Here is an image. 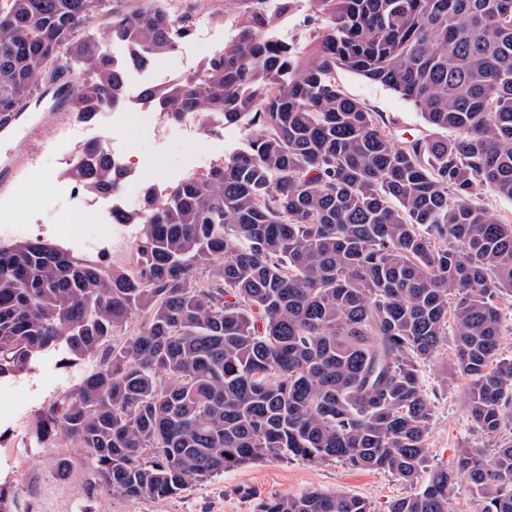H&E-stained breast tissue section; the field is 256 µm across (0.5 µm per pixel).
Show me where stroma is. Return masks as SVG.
Returning <instances> with one entry per match:
<instances>
[{
    "label": "stroma",
    "mask_w": 512,
    "mask_h": 512,
    "mask_svg": "<svg viewBox=\"0 0 512 512\" xmlns=\"http://www.w3.org/2000/svg\"><path fill=\"white\" fill-rule=\"evenodd\" d=\"M169 7L177 15L203 13L209 17L204 31L192 32L180 43L178 54L163 53L151 63L155 74L165 75L175 70L186 76L197 73L216 51L224 48L232 20L247 4L245 0H171ZM312 16L310 0H295L292 12L276 29L278 37L293 47L306 48L317 34ZM337 79L348 96L382 116L396 138L428 134L429 128L420 112L392 89L349 70L338 71ZM120 118L117 125L102 117L80 123L72 114H65L63 124L80 126L81 136L55 139L47 145L17 136L14 146L23 163L17 169L16 182H23L31 168L39 169L41 179L19 203L11 200L12 187H0V225L18 227L10 237L11 242L29 240L24 224L32 219L46 225L45 240L88 255L104 265H113L109 242H102L92 251L83 245L84 240L102 230L94 216H87L85 223L76 228L79 240L67 238V231L73 229L67 222L70 200L65 186L58 181L65 168V157L79 153L95 137L107 138L116 152L126 155L135 173L126 179L124 186L133 193L155 182L172 186L189 176L188 166L194 158L204 154L220 158L246 144V133L238 126L213 131L199 127L187 140L181 136V124L168 123L167 136H159L151 114L130 110L125 105L120 108ZM453 359L454 342L449 339L436 358L421 368L422 387L432 413L426 441L427 466L431 469L455 470L462 449L489 451L495 443L512 439V423L490 437L469 419L467 380L445 375ZM90 370L85 361L55 354L37 363L31 374L0 381V483L17 477L25 488L34 485L42 490L50 486L55 449L41 447L34 441L22 444L16 431L17 420L8 411L13 408L28 413L30 420H37L50 400L74 388ZM84 474L82 465L74 466L65 489L55 494V512H252L255 498L311 490H338L367 499L372 512H389L394 500L422 488L421 483L408 484L388 472L355 470L339 462L318 464L297 458H274L193 483L179 496L163 502L130 500L104 491L88 503L81 495Z\"/></svg>",
    "instance_id": "35a3bbf8"
}]
</instances>
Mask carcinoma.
<instances>
[{"label": "carcinoma", "mask_w": 512, "mask_h": 512, "mask_svg": "<svg viewBox=\"0 0 512 512\" xmlns=\"http://www.w3.org/2000/svg\"><path fill=\"white\" fill-rule=\"evenodd\" d=\"M0 0V117L73 60L68 110L91 122L125 99L126 65L78 37L109 11L110 36L144 65L191 35L162 0ZM202 70L150 100L172 122L240 124L247 145L127 216L133 261L109 268L35 238L0 244V377L64 345L93 362L50 401L37 442L90 469L83 493L167 500L266 458L391 472L421 491L389 512H447L457 479L480 512H512V440L426 471L420 371L455 336L453 371L487 433L512 418V360H498L512 299V224L476 201L512 200V0H313L315 43L273 34L293 0H250ZM349 70L420 112L433 133L395 140L336 81ZM451 136H446V133ZM71 176L122 190L93 144ZM141 322L127 334L134 315ZM0 512H27L0 486ZM253 512H372L339 491L260 498Z\"/></svg>", "instance_id": "cac0c4a2"}]
</instances>
